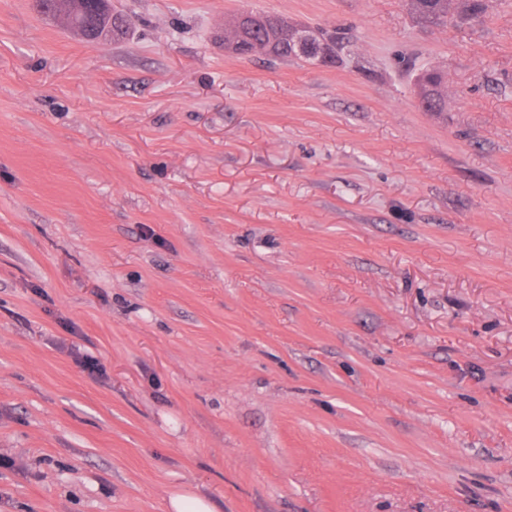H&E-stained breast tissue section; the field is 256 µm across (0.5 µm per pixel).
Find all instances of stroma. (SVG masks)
<instances>
[{
	"label": "stroma",
	"mask_w": 512,
	"mask_h": 512,
	"mask_svg": "<svg viewBox=\"0 0 512 512\" xmlns=\"http://www.w3.org/2000/svg\"><path fill=\"white\" fill-rule=\"evenodd\" d=\"M111 6L0 0V512H512V0ZM87 0H35V7L40 14L48 19H63L73 29L79 31L87 40L112 32V39L120 40L127 35L128 30L123 28L116 21L124 17L121 14L110 13V9L103 10L100 13L91 15L90 6ZM42 6H46L48 13L41 10ZM88 13V19L85 18ZM80 20V26L74 24L76 19ZM86 19V20H85ZM85 20V23L83 21ZM483 0H409L411 10L429 22H448L450 19H471L484 11ZM248 13V21L239 23L238 16L232 21L226 22L224 27L225 40L236 42L235 50L240 55L262 54L271 59H305L313 61L317 58L315 51H311V56L296 57L290 47L288 35L294 31L293 24L287 20L272 14L243 11ZM318 62L322 57L317 58ZM445 77L436 69L428 67L416 79L418 95L429 106L428 112H444L446 100L444 94ZM169 504L173 512H215L206 498L197 495L179 494Z\"/></svg>",
	"instance_id": "obj_1"
}]
</instances>
